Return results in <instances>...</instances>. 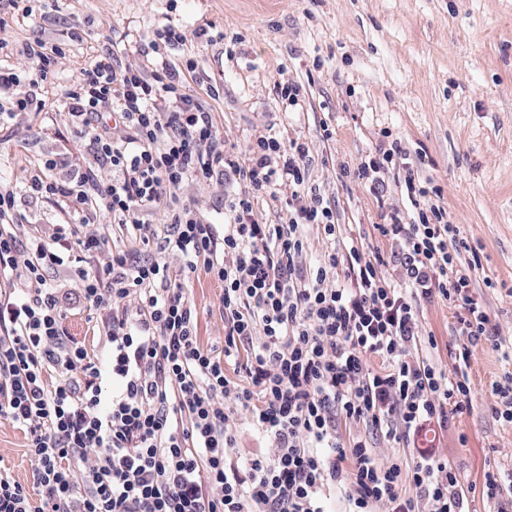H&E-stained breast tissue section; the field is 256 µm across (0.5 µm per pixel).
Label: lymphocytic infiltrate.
Here are the masks:
<instances>
[{
  "label": "lymphocytic infiltrate",
  "instance_id": "1",
  "mask_svg": "<svg viewBox=\"0 0 512 512\" xmlns=\"http://www.w3.org/2000/svg\"><path fill=\"white\" fill-rule=\"evenodd\" d=\"M64 54L59 43L29 46L24 92L0 65V125L46 109L42 89ZM61 96L113 176L91 168L73 187L41 173L22 191L0 189V419L25 433L35 469L26 486L0 467V512H327L335 492L345 512H469L447 459L423 450L409 463L383 461L336 427L359 422L394 443L447 427L472 406L473 346L496 336L473 290L480 257L461 260L467 242L441 187L419 177L400 141L380 143L356 171L373 192L385 171L402 174L410 221L394 214L375 227L399 249L393 277L381 250L342 240L329 201L307 192L305 142L259 136L240 165L176 71L119 70L106 57ZM229 169L246 189L226 197L223 225L179 204L185 182ZM283 189L279 223L262 222L260 199ZM22 194L63 205L64 223L17 233ZM100 212L139 244H157L160 259L141 264L112 247L89 227ZM310 224L329 246L307 268ZM62 270L96 316L97 344L65 327L53 278ZM201 274L223 287L220 347L201 344L187 294ZM436 297L456 309L463 338L451 375L423 356L437 341L421 333L417 303ZM231 363L239 379L227 376ZM238 411L269 450L240 457L227 427Z\"/></svg>",
  "mask_w": 512,
  "mask_h": 512
}]
</instances>
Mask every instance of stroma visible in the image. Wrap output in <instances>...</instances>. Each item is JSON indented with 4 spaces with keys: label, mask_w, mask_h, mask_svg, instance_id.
Here are the masks:
<instances>
[{
    "label": "stroma",
    "mask_w": 512,
    "mask_h": 512,
    "mask_svg": "<svg viewBox=\"0 0 512 512\" xmlns=\"http://www.w3.org/2000/svg\"><path fill=\"white\" fill-rule=\"evenodd\" d=\"M32 8L30 19L16 20L10 0H0V16L9 20L0 29L11 50L6 65L24 71L26 50L39 40L65 41V56L48 87L51 110L16 113L0 128V186L21 184L47 158L56 160L51 176L60 182H75L93 166L111 178L73 127L60 90L108 54L120 69L143 63L182 69L192 59L197 67L183 78L235 155L245 157L260 135L306 142L310 182L335 207L343 237L379 245L386 254L392 245L376 242L374 225L393 211L412 214L397 173L384 174L377 196L341 167L356 165L384 134L400 140L421 178L442 188L450 220L479 252L495 285L477 284L475 292L498 340L512 343V0H34ZM75 24L87 39L66 41ZM167 24L187 27L184 45L157 40V28ZM287 80L303 86L302 107L276 97L275 85ZM327 129L332 138H324ZM243 188L229 172L217 185L185 182L178 196L218 223L225 196ZM189 293L202 342L221 345V284L202 276ZM419 324L438 343L428 358L454 370V309L421 301ZM509 371L512 362L481 341L468 369L471 411L426 435L463 485L480 483L488 467L512 468V425L489 411L492 386ZM0 465L32 485L27 440L6 422L0 423Z\"/></svg>",
    "instance_id": "obj_1"
}]
</instances>
